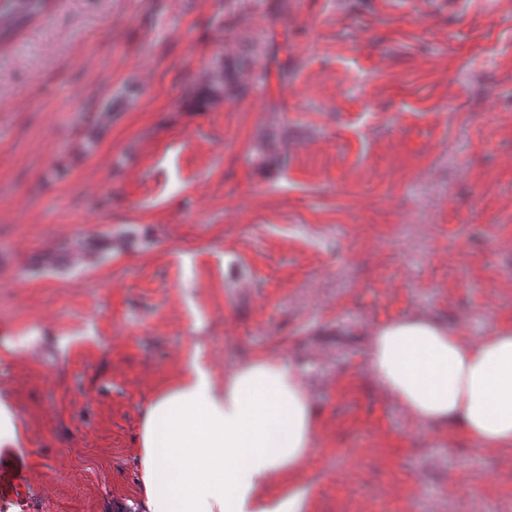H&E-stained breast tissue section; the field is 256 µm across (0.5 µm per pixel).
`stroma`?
<instances>
[{
  "label": "stroma",
  "instance_id": "obj_1",
  "mask_svg": "<svg viewBox=\"0 0 512 512\" xmlns=\"http://www.w3.org/2000/svg\"><path fill=\"white\" fill-rule=\"evenodd\" d=\"M417 312L512 325V0H50L0 46V512H142L196 350L303 368L309 512H512V448L367 370Z\"/></svg>",
  "mask_w": 512,
  "mask_h": 512
}]
</instances>
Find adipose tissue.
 <instances>
[{
    "label": "adipose tissue",
    "mask_w": 512,
    "mask_h": 512,
    "mask_svg": "<svg viewBox=\"0 0 512 512\" xmlns=\"http://www.w3.org/2000/svg\"><path fill=\"white\" fill-rule=\"evenodd\" d=\"M368 369L413 418L477 448L512 447V326L475 342L425 314L372 331ZM318 416L303 370L259 354L217 380L199 354L149 400L138 434L143 512H307L294 473Z\"/></svg>",
    "instance_id": "obj_1"
}]
</instances>
